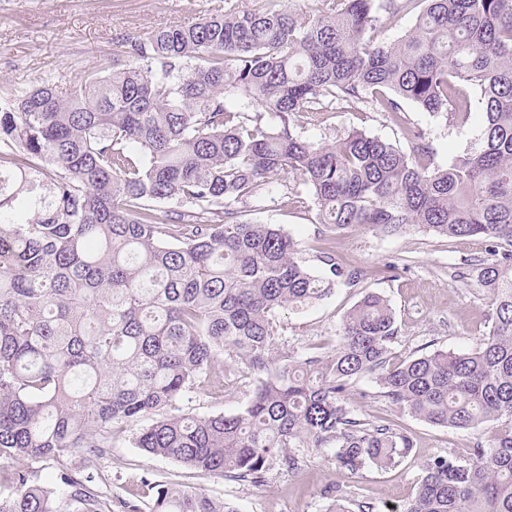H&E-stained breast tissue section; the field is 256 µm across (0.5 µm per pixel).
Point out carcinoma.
Here are the masks:
<instances>
[{
    "label": "carcinoma",
    "mask_w": 512,
    "mask_h": 512,
    "mask_svg": "<svg viewBox=\"0 0 512 512\" xmlns=\"http://www.w3.org/2000/svg\"><path fill=\"white\" fill-rule=\"evenodd\" d=\"M309 2L125 36L65 95L52 78L0 94V512H64L21 459L58 463L71 512H111L80 472L99 468L114 425L146 418L136 447L237 482L297 470L302 448L333 449L349 472L395 467L413 440L349 405L358 378L432 425H512V0ZM416 9L407 33L378 38ZM358 101L396 123L409 104L450 124L477 107L481 141L439 164L419 130L404 150L355 126L315 142L295 120ZM291 176L287 202L303 188L336 232L487 243L472 264L489 298L479 346L394 364V312L368 293L329 354H276V311L357 279L332 247L316 276L281 227L240 220L237 204ZM228 366L263 375L241 411L177 406L222 396ZM141 490L149 512H239L201 489ZM321 495L326 512H377L336 484ZM400 512H512V428L428 460Z\"/></svg>",
    "instance_id": "1"
}]
</instances>
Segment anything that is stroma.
Here are the masks:
<instances>
[{"label": "stroma", "mask_w": 512, "mask_h": 512, "mask_svg": "<svg viewBox=\"0 0 512 512\" xmlns=\"http://www.w3.org/2000/svg\"><path fill=\"white\" fill-rule=\"evenodd\" d=\"M225 0H0V87L24 88L54 78L69 87L84 74L111 64L115 42L126 34L149 35L154 30L191 24L223 12ZM406 118L424 132L438 162L478 146L481 123L470 118L448 125L444 117L409 108ZM405 145L404 129L370 104L357 103L343 112H329L323 123L304 126L308 138L331 140L349 126ZM241 218L251 223L277 224L299 244L300 256L313 273H321L318 249L332 240L338 259L359 273L356 285L338 284L333 293L303 308L279 310L275 316L278 352L301 357L314 348L331 351L340 323L365 292L383 295L392 306L398 326L394 361L439 349H470L485 334L488 299L476 280L453 278L455 268L484 256L486 245L475 239H445L413 227L382 237L355 226L337 233L316 223L312 201L286 203L281 191L265 195L260 204H244ZM392 262L396 275L385 278L377 269ZM259 376L243 371L224 384L219 399L186 394L182 411L198 415L234 414L252 396ZM349 404L366 419L382 418L411 436L414 448L397 467L357 473L340 472L330 455L306 448L300 468L292 474L272 470L261 485L201 475L173 460L135 448L133 425L115 426L112 446L102 460L97 483L113 503L130 499L142 477L205 489L210 496L233 502L239 512H325L320 496L328 484H339L345 495L379 503L382 512H400L415 492L424 463L438 455L466 458L475 442H489L502 432L491 422L476 430L439 427L411 417L381 397L369 379L352 382Z\"/></svg>", "instance_id": "1"}]
</instances>
